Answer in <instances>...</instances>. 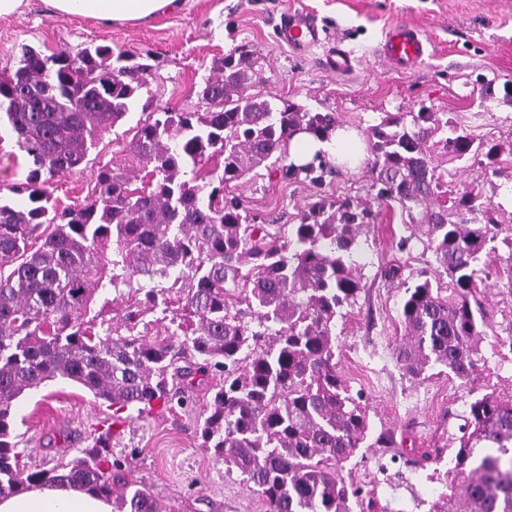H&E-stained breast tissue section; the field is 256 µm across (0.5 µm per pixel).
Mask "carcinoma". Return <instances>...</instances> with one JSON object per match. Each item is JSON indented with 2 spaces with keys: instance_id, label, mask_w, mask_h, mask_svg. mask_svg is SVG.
Listing matches in <instances>:
<instances>
[{
  "instance_id": "carcinoma-1",
  "label": "carcinoma",
  "mask_w": 512,
  "mask_h": 512,
  "mask_svg": "<svg viewBox=\"0 0 512 512\" xmlns=\"http://www.w3.org/2000/svg\"><path fill=\"white\" fill-rule=\"evenodd\" d=\"M149 71L108 45L46 55L25 44L0 77V112L28 160L10 192L29 201L19 209L0 198V496L66 483L105 497L113 512H164L100 441L49 468L28 464L14 441L15 402L64 380L117 422L131 409L182 404L196 382L218 376L202 447L242 475L267 512H354L364 489L342 463L370 426L362 395L336 369L335 326L364 288L354 255L378 212L367 200L322 197L272 233L224 195L284 156L297 132L328 137L336 113L249 93L257 59L238 48L214 63L197 110L146 118L126 160L88 167ZM365 137L375 200L424 231L435 264L434 279L405 288L395 359L415 380L442 366L467 381L487 328L470 297L499 224L472 190L438 199V161L491 160L497 146L424 108L388 113ZM87 169L88 195L57 204L54 180ZM99 298L111 318L94 310ZM160 323L169 339H149ZM461 430L448 492L432 512H512V400L475 399ZM482 445L495 452L475 453Z\"/></svg>"
}]
</instances>
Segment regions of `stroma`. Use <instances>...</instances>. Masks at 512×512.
Returning a JSON list of instances; mask_svg holds the SVG:
<instances>
[{
    "instance_id": "1",
    "label": "stroma",
    "mask_w": 512,
    "mask_h": 512,
    "mask_svg": "<svg viewBox=\"0 0 512 512\" xmlns=\"http://www.w3.org/2000/svg\"><path fill=\"white\" fill-rule=\"evenodd\" d=\"M290 9L311 11L318 24L341 36L356 58L354 71L330 72L320 50L305 58L288 52L276 29ZM395 23L419 26L432 43L430 56L407 73L384 71L377 60L383 33ZM23 43L46 52L90 43L134 56L153 52L146 86L91 152L95 163L123 157L137 123L150 113L195 110L193 86L241 45L259 61L254 93L334 112L341 124L360 131L385 113L424 107L447 113L476 141L500 145L494 170L478 156L449 164L446 178L449 192L473 189L491 201L502 226L488 259L492 276L473 296L488 322L478 375L464 381L434 367L414 381L397 364L393 349L403 336L405 289L434 269L420 241L400 250L410 231L387 211L370 225L358 257L365 288L336 319V368L352 391L363 393L371 421L366 444L347 462L346 473L364 485L377 461H384L392 479L373 489L374 512H429L439 497L432 479L448 470L458 450L469 403L491 392L512 397V0H185L175 12L112 25L53 15L42 0H29L23 13L0 18V72L15 68ZM232 192L257 223L275 228L293 223L301 208L323 196H375L361 163L320 184L276 163L255 169ZM394 265L400 277H391ZM211 397L202 390L192 407L134 414L116 424L111 410L81 386L53 381L17 400L14 433L36 464L63 449L74 456L106 442L126 461L131 480L168 512H266L242 476L226 473L201 446L199 427ZM382 437L390 447L378 446Z\"/></svg>"
}]
</instances>
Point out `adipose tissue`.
<instances>
[{
  "label": "adipose tissue",
  "mask_w": 512,
  "mask_h": 512,
  "mask_svg": "<svg viewBox=\"0 0 512 512\" xmlns=\"http://www.w3.org/2000/svg\"><path fill=\"white\" fill-rule=\"evenodd\" d=\"M55 15H79L103 22L139 21L160 13L174 12L183 0H43ZM355 130L339 127L326 139L301 133L289 148L290 159L301 165L322 155L341 158L357 143ZM0 512H112L111 503L73 486H41L20 494L0 496Z\"/></svg>",
  "instance_id": "adipose-tissue-1"
}]
</instances>
